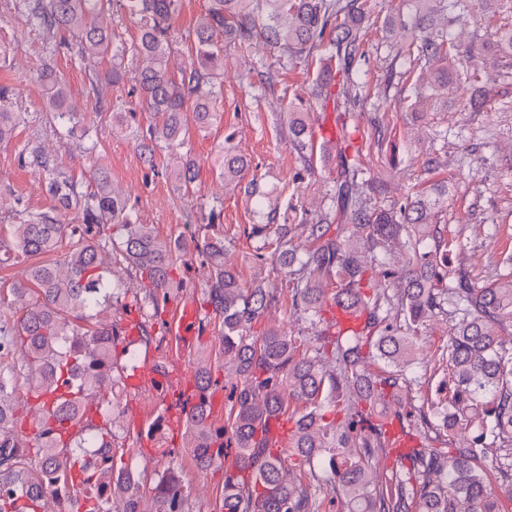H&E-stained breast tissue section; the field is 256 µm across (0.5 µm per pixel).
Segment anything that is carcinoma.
<instances>
[{
  "instance_id": "obj_1",
  "label": "carcinoma",
  "mask_w": 512,
  "mask_h": 512,
  "mask_svg": "<svg viewBox=\"0 0 512 512\" xmlns=\"http://www.w3.org/2000/svg\"><path fill=\"white\" fill-rule=\"evenodd\" d=\"M487 2L415 0L411 16L395 20L406 35L400 54L425 70L433 92L448 88L450 61L461 66L484 48L452 41L448 19ZM115 3L138 26L127 45L112 40L103 20ZM181 7L182 0H41L34 18L49 34L75 36L81 55L112 60L105 83L133 82L152 114L136 126L141 158L153 171L156 152H166L176 161L171 177L185 192L196 190L200 176L190 127L205 131L221 119L224 47L260 40L285 61L320 55L312 87L324 101L336 72L355 73L364 53L363 0H208L192 29L177 37L170 21ZM179 39L191 54L174 67ZM492 40L498 55L512 60V28L496 30ZM127 57L136 62L132 70ZM253 71L274 88L273 66L261 60ZM43 80L49 111L73 132L79 110L65 80L51 69ZM425 88L410 86L408 109L416 114L429 100ZM17 121V113L0 107V144L12 139ZM280 128L298 154L293 181L300 182L314 174L310 112L291 104ZM232 140L224 136L213 164L259 218L243 229L253 258L270 263L293 311L320 319L332 302L364 312V325L349 336L334 327L307 340L272 328L255 336L254 324L282 302L278 288L245 285L228 262L235 240L224 236L222 210L201 214L204 232L194 230L191 241L163 240L154 225L138 221L107 169H95L86 186L49 173L54 213L0 233V265L30 262V284L0 285V314L7 313L0 317V512H57L61 493L73 495V512H190L191 492L173 466L145 508L140 475L125 461V444L115 442L125 418L120 398L130 389L121 372L136 365L125 350L118 365L123 335L112 308L127 309L121 296L132 294L143 316L140 339L149 341L152 328L166 324L162 314L173 294L187 285L191 258L208 269L193 327L199 336L218 329L213 340L223 363H194L192 393L179 399L183 445L200 473L223 468L226 449H235L234 469L224 468L220 512H319L317 489L305 478L320 462L331 470L341 512H503L493 478L508 483L512 497V343L500 335L512 327V272L482 286L462 273L449 278L448 242L433 223L448 184L410 193L393 210L372 208L368 195L384 186L363 180L357 162L331 144L324 151L337 155L336 177L327 211L282 224L276 195ZM71 213L78 223L63 222ZM299 228L311 242L307 249L292 243ZM402 236L406 255L388 256L386 246ZM66 238L71 247L63 257L42 260ZM449 311L460 323L442 366L446 396L428 408L437 424L424 419L449 447L404 449L409 468L381 483L374 469L390 451L389 428L408 416L401 394L411 382L412 333ZM376 360L387 369L372 370ZM230 373L235 382L226 424L219 425L214 397ZM285 424L294 457L288 467L270 448L271 431Z\"/></svg>"
}]
</instances>
